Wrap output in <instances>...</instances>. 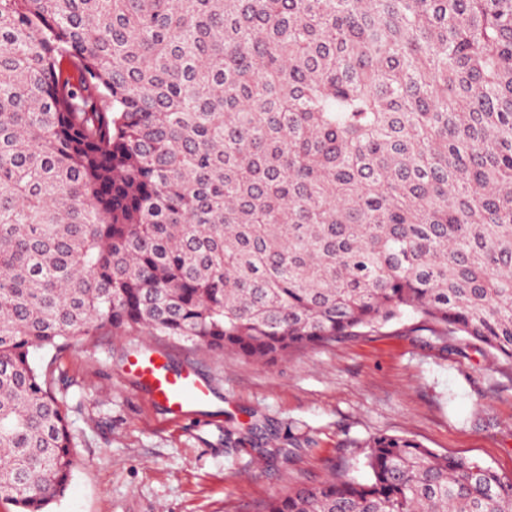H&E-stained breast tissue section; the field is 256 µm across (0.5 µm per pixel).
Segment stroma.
Segmentation results:
<instances>
[{
	"instance_id": "35a3bbf8",
	"label": "stroma",
	"mask_w": 512,
	"mask_h": 512,
	"mask_svg": "<svg viewBox=\"0 0 512 512\" xmlns=\"http://www.w3.org/2000/svg\"><path fill=\"white\" fill-rule=\"evenodd\" d=\"M138 353L194 369L208 403L169 420L127 371ZM30 358L53 373L79 459L51 512H261L335 468L367 480L359 445L379 434L512 476V365L410 312L272 364L136 332Z\"/></svg>"
}]
</instances>
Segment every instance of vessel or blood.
I'll use <instances>...</instances> for the list:
<instances>
[{
  "instance_id": "obj_1",
  "label": "vessel or blood",
  "mask_w": 512,
  "mask_h": 512,
  "mask_svg": "<svg viewBox=\"0 0 512 512\" xmlns=\"http://www.w3.org/2000/svg\"><path fill=\"white\" fill-rule=\"evenodd\" d=\"M129 370L145 385L151 397L165 407L170 419H180L189 407L208 402L210 389L193 370L172 374L159 359L151 356L133 359Z\"/></svg>"
}]
</instances>
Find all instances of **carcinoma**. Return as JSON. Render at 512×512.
I'll return each mask as SVG.
<instances>
[{"label":"carcinoma","instance_id":"cac0c4a2","mask_svg":"<svg viewBox=\"0 0 512 512\" xmlns=\"http://www.w3.org/2000/svg\"><path fill=\"white\" fill-rule=\"evenodd\" d=\"M412 311L512 363V0H0V498L78 465L34 348L139 332L273 363ZM263 512H512L366 440Z\"/></svg>","mask_w":512,"mask_h":512}]
</instances>
